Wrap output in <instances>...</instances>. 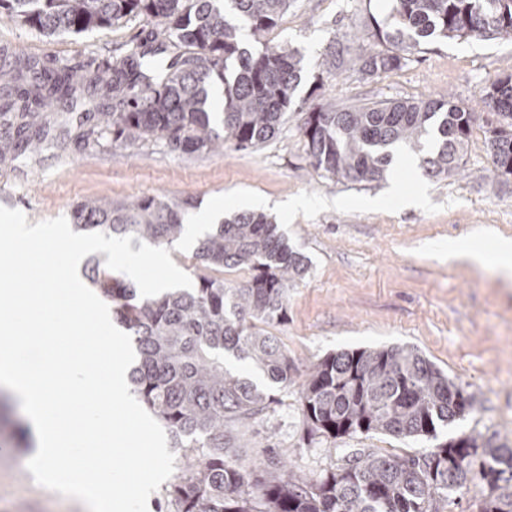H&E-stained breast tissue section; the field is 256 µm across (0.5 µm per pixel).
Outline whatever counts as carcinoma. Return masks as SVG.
I'll return each mask as SVG.
<instances>
[{
  "label": "carcinoma",
  "mask_w": 512,
  "mask_h": 512,
  "mask_svg": "<svg viewBox=\"0 0 512 512\" xmlns=\"http://www.w3.org/2000/svg\"><path fill=\"white\" fill-rule=\"evenodd\" d=\"M290 0H0V22L45 37L105 30L122 20L157 21L156 44L132 43L96 73L62 63L53 70L0 49V163L41 153L46 112L94 118L112 145L151 138L183 154L236 150L273 140L292 111L303 57L288 42L259 37L277 25ZM389 23L374 22L362 43L336 49L320 66L335 76L344 54L357 52L367 77L397 68L404 52L435 39L512 40V0H392ZM221 83L222 120L211 90ZM485 108L503 120L487 130L494 172L512 176V76L483 90ZM480 113L451 95L380 101L303 113L300 131L310 164L351 183L383 179L405 145L424 153L425 173L451 176L462 168ZM185 204L162 196L117 201L87 198L73 210L75 228L131 236L170 248L185 231ZM193 258L197 287L143 298L135 285L92 258L90 286L112 303L136 347L133 392L167 429L185 463L167 492L174 512H438L454 492L480 486V512H512V447L463 434L421 456L355 453L346 464L309 480L282 459L267 457L250 471L231 460V427L249 426L273 401L271 389L293 383V365L268 328L288 321V290L303 279L308 259L294 250L267 215L240 212L200 240ZM245 267L249 280L224 283L226 269ZM464 393L415 348L330 353L306 374L300 410L309 433L343 437L385 432L437 437L464 416Z\"/></svg>",
  "instance_id": "obj_1"
}]
</instances>
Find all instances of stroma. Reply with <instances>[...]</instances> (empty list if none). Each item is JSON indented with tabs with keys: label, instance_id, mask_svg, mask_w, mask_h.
<instances>
[{
	"label": "stroma",
	"instance_id": "1",
	"mask_svg": "<svg viewBox=\"0 0 512 512\" xmlns=\"http://www.w3.org/2000/svg\"><path fill=\"white\" fill-rule=\"evenodd\" d=\"M389 0H292L265 39L286 40L305 58L294 96L298 106L413 100L452 93L481 105L483 90L512 75V41L443 40L409 55L400 67L363 76L359 62L320 77L317 60L329 42L349 45L372 19H384ZM155 24L133 19L80 36L47 38L0 24V46L51 68L87 65L150 37ZM474 126L465 164L447 178L425 175L421 156L393 160L384 181L354 185L321 175L309 164L300 116L289 113L278 136L239 151L186 155L162 140L114 149L96 121L70 123L35 157L0 164V206L30 223L70 216L76 202L106 194L115 200L163 195L186 203L187 216L223 203L225 214L264 203L290 245L310 263L288 292V321L273 327L292 359V385L254 423L236 431L247 465L283 455L289 470L312 479L342 467L357 451L420 456L451 438L480 433L512 447V280L448 257V242L487 233L512 238V178H496L486 139L491 112ZM307 206L283 212L290 198ZM417 348L450 381L473 394L472 412L440 429L437 438H396L381 432L339 438L308 436L299 391L309 368L341 350ZM31 451L16 445L12 426H0V512H84L76 500L36 484L26 468Z\"/></svg>",
	"mask_w": 512,
	"mask_h": 512
}]
</instances>
